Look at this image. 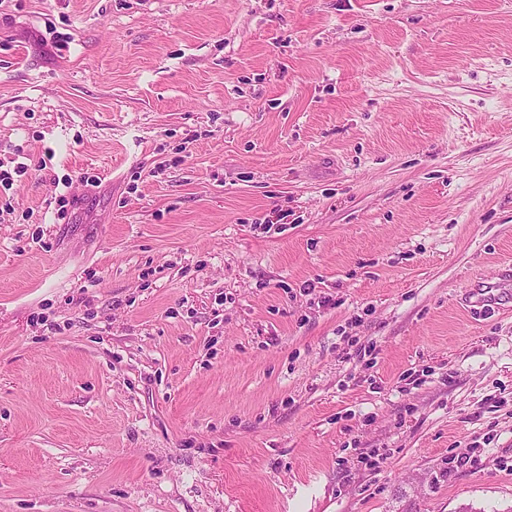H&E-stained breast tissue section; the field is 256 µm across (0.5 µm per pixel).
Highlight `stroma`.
Masks as SVG:
<instances>
[{
	"label": "stroma",
	"instance_id": "35a3bbf8",
	"mask_svg": "<svg viewBox=\"0 0 512 512\" xmlns=\"http://www.w3.org/2000/svg\"><path fill=\"white\" fill-rule=\"evenodd\" d=\"M1 170L0 512H512V0H0Z\"/></svg>",
	"mask_w": 512,
	"mask_h": 512
}]
</instances>
